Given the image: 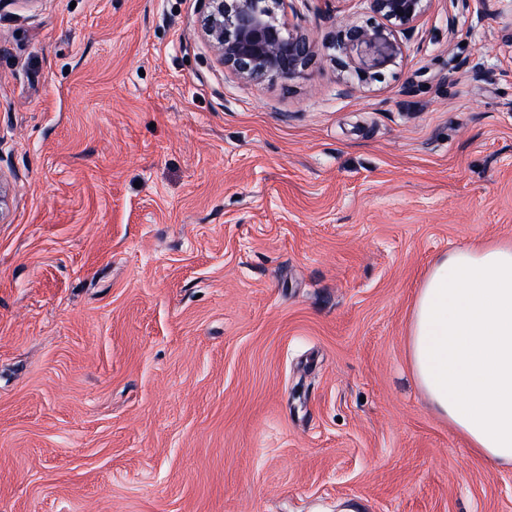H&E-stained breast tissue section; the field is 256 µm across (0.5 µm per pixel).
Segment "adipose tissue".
<instances>
[{"mask_svg": "<svg viewBox=\"0 0 512 512\" xmlns=\"http://www.w3.org/2000/svg\"><path fill=\"white\" fill-rule=\"evenodd\" d=\"M408 353L437 412L478 455L512 467V242L459 247L433 264Z\"/></svg>", "mask_w": 512, "mask_h": 512, "instance_id": "ef3b65f1", "label": "adipose tissue"}]
</instances>
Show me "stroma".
Segmentation results:
<instances>
[{
	"label": "stroma",
	"instance_id": "1",
	"mask_svg": "<svg viewBox=\"0 0 512 512\" xmlns=\"http://www.w3.org/2000/svg\"><path fill=\"white\" fill-rule=\"evenodd\" d=\"M200 12L0 0V512H512L407 353L433 263L512 240V0L353 91L240 81Z\"/></svg>",
	"mask_w": 512,
	"mask_h": 512
}]
</instances>
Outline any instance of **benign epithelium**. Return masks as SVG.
I'll list each match as a JSON object with an SVG mask.
<instances>
[{
	"label": "benign epithelium",
	"mask_w": 512,
	"mask_h": 512,
	"mask_svg": "<svg viewBox=\"0 0 512 512\" xmlns=\"http://www.w3.org/2000/svg\"><path fill=\"white\" fill-rule=\"evenodd\" d=\"M432 0H370L375 20L342 22L327 47L343 77L364 85L402 58ZM202 29L219 62L240 80L293 79L318 52L295 26L277 17L268 0H202ZM469 69L475 79L490 77L481 65L456 60L449 71Z\"/></svg>",
	"instance_id": "obj_1"
}]
</instances>
